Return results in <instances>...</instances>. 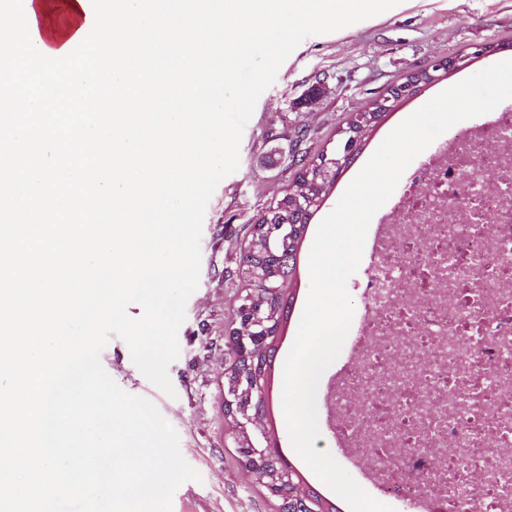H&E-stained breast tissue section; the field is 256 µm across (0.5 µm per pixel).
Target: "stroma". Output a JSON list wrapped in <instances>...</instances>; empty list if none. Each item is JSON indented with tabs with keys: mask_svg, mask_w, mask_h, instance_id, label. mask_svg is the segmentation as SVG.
<instances>
[{
	"mask_svg": "<svg viewBox=\"0 0 512 512\" xmlns=\"http://www.w3.org/2000/svg\"><path fill=\"white\" fill-rule=\"evenodd\" d=\"M492 44L491 55L476 60L469 73L512 59V0H415L401 12L372 24L352 26L341 36H310L280 66L277 78L259 97L240 142L238 170L226 177L208 203L201 236L199 286L186 304L177 338L178 358L168 375L175 389L166 395L131 359L127 344L112 338L100 360L126 392L151 401L174 427L180 451L199 474L172 498V512H279V502L254 482L242 465L224 419L225 338L245 294L241 258L257 215L279 199L299 172L301 160L331 149L352 115L384 95L406 76L439 59ZM456 77L425 89L387 114L339 177L310 221L297 256L294 296L272 361L266 413L281 455L303 476L308 488L340 508L349 503L330 489L293 449L282 410L283 366L310 290L309 253L316 230L383 139ZM357 363L350 344L325 370L316 404L320 436L314 446L328 451L373 498L381 492L368 464L352 462L337 446L328 425L329 391L336 377Z\"/></svg>",
	"mask_w": 512,
	"mask_h": 512,
	"instance_id": "1",
	"label": "stroma"
}]
</instances>
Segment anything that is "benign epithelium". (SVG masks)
I'll return each mask as SVG.
<instances>
[{
    "label": "benign epithelium",
    "mask_w": 512,
    "mask_h": 512,
    "mask_svg": "<svg viewBox=\"0 0 512 512\" xmlns=\"http://www.w3.org/2000/svg\"><path fill=\"white\" fill-rule=\"evenodd\" d=\"M459 63L460 60L457 58L440 60L425 68V72L431 76L432 82L437 83L447 77L448 70ZM421 78L422 73L415 72L409 75L400 87L380 97L378 111L390 112L400 99L420 93L418 82ZM358 145V137L347 130L325 155V159L338 168ZM238 324L246 325L250 334L236 337L229 349L233 362L225 373L230 382L224 386V415L235 431L234 443L241 461L270 495L277 496L278 486L292 489L282 504V512H317L320 504L295 484L291 470L286 466L276 465L278 445L268 427L260 422L259 407L266 403L267 386L262 382V378L253 374L251 362L255 361L258 354L277 342L280 327L273 326L268 309L255 304L249 296L242 298L238 309Z\"/></svg>",
    "instance_id": "benign-epithelium-1"
}]
</instances>
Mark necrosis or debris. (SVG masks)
Segmentation results:
<instances>
[{
  "instance_id": "necrosis-or-debris-1",
  "label": "necrosis or debris",
  "mask_w": 512,
  "mask_h": 512,
  "mask_svg": "<svg viewBox=\"0 0 512 512\" xmlns=\"http://www.w3.org/2000/svg\"><path fill=\"white\" fill-rule=\"evenodd\" d=\"M366 254L338 443L424 512H512V104L404 175Z\"/></svg>"
}]
</instances>
